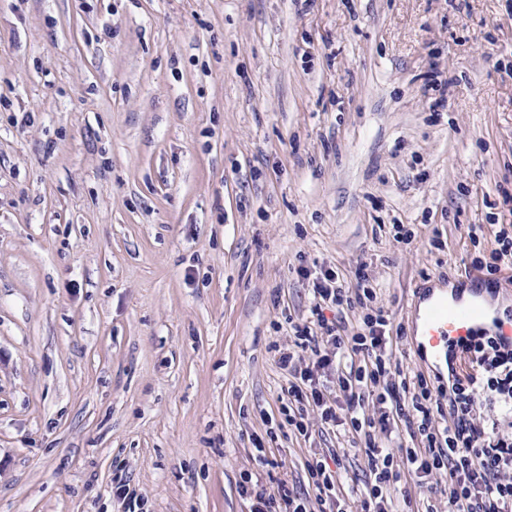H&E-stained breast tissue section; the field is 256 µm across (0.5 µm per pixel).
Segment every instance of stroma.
<instances>
[{"label":"stroma","mask_w":512,"mask_h":512,"mask_svg":"<svg viewBox=\"0 0 512 512\" xmlns=\"http://www.w3.org/2000/svg\"><path fill=\"white\" fill-rule=\"evenodd\" d=\"M498 224L512 0H0V512H251L331 452L361 512L352 436L283 425L288 324L365 272L434 381L414 304Z\"/></svg>","instance_id":"1"}]
</instances>
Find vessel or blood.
Segmentation results:
<instances>
[{
    "instance_id": "b4317fda",
    "label": "vessel or blood",
    "mask_w": 512,
    "mask_h": 512,
    "mask_svg": "<svg viewBox=\"0 0 512 512\" xmlns=\"http://www.w3.org/2000/svg\"><path fill=\"white\" fill-rule=\"evenodd\" d=\"M485 286L484 280L474 279L471 284L474 298L467 303L443 296L426 298L420 310L421 347L439 357L452 353L459 341L481 331L511 344L512 317L497 316L482 306L480 297Z\"/></svg>"
}]
</instances>
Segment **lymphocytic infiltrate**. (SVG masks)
Here are the masks:
<instances>
[{"label":"lymphocytic infiltrate","mask_w":512,"mask_h":512,"mask_svg":"<svg viewBox=\"0 0 512 512\" xmlns=\"http://www.w3.org/2000/svg\"><path fill=\"white\" fill-rule=\"evenodd\" d=\"M315 325L292 324L295 350L279 353L278 364L288 377L285 422L300 436H308L304 407H311L323 428L356 435L368 458L369 478L363 512H407L390 494L401 474L426 486L423 512H438L435 488L429 480L447 472L448 512H512V436L504 434L499 420L482 417L484 402L499 403L512 415V346L491 336L462 341L458 350L465 369L448 375L444 387L430 388L423 374L392 382V351L386 334L389 318L376 308L374 288L365 280L346 286L334 271L324 272L313 287ZM366 306L356 334L344 336L339 326L323 314L326 306ZM362 356L355 367L351 358ZM336 378L335 387L320 382L323 374ZM372 402V415L358 417L356 409ZM448 404L445 424L435 420L436 406ZM404 417L416 445L401 458L382 453L375 432H389L394 417ZM322 512H346L336 492L337 473L321 456L306 463Z\"/></svg>","instance_id":"obj_1"}]
</instances>
